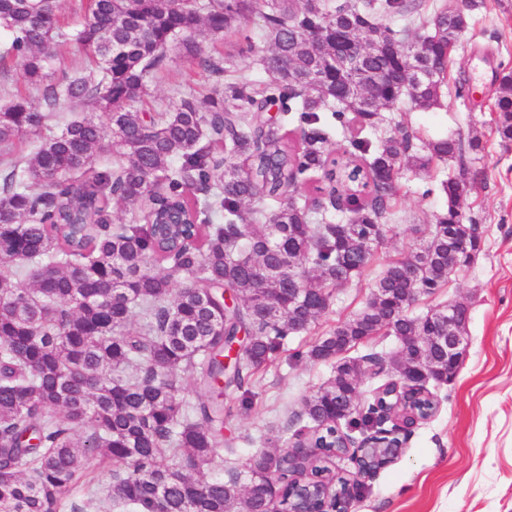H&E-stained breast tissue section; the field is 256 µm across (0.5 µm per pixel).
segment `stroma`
<instances>
[{"label": "stroma", "instance_id": "1", "mask_svg": "<svg viewBox=\"0 0 512 512\" xmlns=\"http://www.w3.org/2000/svg\"><path fill=\"white\" fill-rule=\"evenodd\" d=\"M469 28L449 66L451 81L473 88L471 98L446 93L443 108L422 112L404 103L383 110L372 130L381 136L401 122L427 141L453 135L480 137V183H466L462 209L474 219L482 246L468 268L452 274L448 285L423 296L411 312L421 315L460 301L469 308L468 345L456 375L429 384L436 413L407 435L401 457L380 469L354 502L353 512H512V143L502 141L493 112L501 66L512 68V0H476ZM261 21L251 18L243 33L202 44L206 53L232 54L236 75L263 79L257 60L262 44L248 45ZM214 78L171 57L165 72L151 83L148 108L172 104L175 90L192 88L205 99ZM452 159L426 170H401L398 218L385 225L373 264L362 276L335 291L325 314L308 333L289 337L256 376L249 406L232 400L224 417V436L234 442L238 461L269 450L270 438L284 428L306 431L304 397L332 379V363H315L304 353L314 340L350 318L364 305L378 273L390 259L420 246L422 228L446 211V197L436 186L443 174H458Z\"/></svg>", "mask_w": 512, "mask_h": 512}]
</instances>
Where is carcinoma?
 Listing matches in <instances>:
<instances>
[{
	"label": "carcinoma",
	"mask_w": 512,
	"mask_h": 512,
	"mask_svg": "<svg viewBox=\"0 0 512 512\" xmlns=\"http://www.w3.org/2000/svg\"><path fill=\"white\" fill-rule=\"evenodd\" d=\"M298 2L84 0L82 21L71 23L59 0H0V63L20 61L38 92L35 103L20 91L0 100V512H59L75 485H90L93 457L128 512H275L286 436L275 453L202 476L224 446V397L240 392L248 404L251 377L370 265L403 167L481 149L477 138L419 146L398 123L333 156L331 119L343 127L352 112L372 127L404 98L420 111L444 106L468 15L443 3L408 40L383 17L419 12L416 0ZM253 14L268 45L263 90L217 82L204 107L191 92L164 110L141 107L173 48L212 75L227 72L229 56L206 55L201 42ZM67 41L86 63L59 75L56 48ZM273 100L300 127L299 144L254 119ZM65 105H93L107 122L67 117ZM494 112L512 140L511 68ZM317 171L324 198H302L297 176ZM437 188L448 208L424 244L390 260L359 313L305 353L336 363L335 379L303 402L322 428L318 441L331 444L339 426L376 412L374 402L353 406L378 365L374 354L344 357L361 341L419 336L406 357L448 381V346L429 339L463 335L468 317L450 329L446 317L409 309L448 284V253L463 267L481 238L464 221L463 180L448 175ZM334 196L348 202L336 223L322 205ZM113 200L134 223H112ZM136 307L142 325L131 332ZM241 330L248 346L227 364ZM185 372L195 376L194 402L179 397Z\"/></svg>",
	"instance_id": "1"
}]
</instances>
